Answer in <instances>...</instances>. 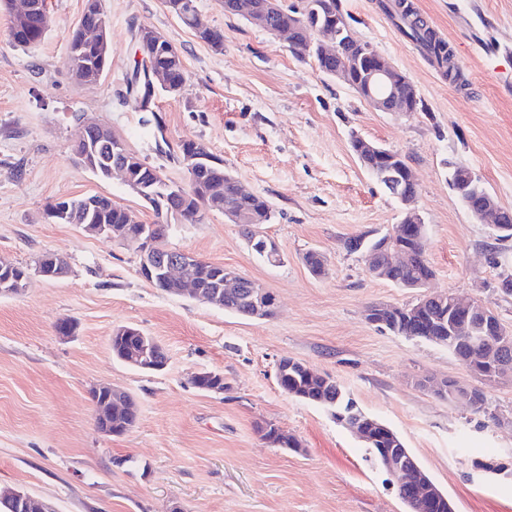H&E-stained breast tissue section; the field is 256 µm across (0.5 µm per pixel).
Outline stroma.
I'll list each match as a JSON object with an SVG mask.
<instances>
[{
    "mask_svg": "<svg viewBox=\"0 0 512 512\" xmlns=\"http://www.w3.org/2000/svg\"><path fill=\"white\" fill-rule=\"evenodd\" d=\"M46 2L49 28L30 48L12 43L0 9V259L31 268L51 251L70 270L57 280L31 274L25 289L0 296V492H27L55 512H406L359 439L329 410L278 386L277 365L291 358L391 427L455 512H512V478L474 466L512 464V378L481 380L445 347L369 323L370 306L409 305L417 295L374 278L343 247L403 218L354 154L357 134L398 152L415 175L434 270L428 290L477 300L512 330V295L500 290L501 275L512 273V239L475 221L450 185L454 168H468L512 210V88L487 78L495 59L512 54V0H408L448 43L457 81L398 30L383 0H340L353 34L415 86L414 112L374 109L220 0H196L201 25L224 34L220 51L164 0H102L111 54L103 77L83 84L65 61L84 0ZM142 28L164 35L186 71L181 92H158L150 112L126 94ZM89 122L183 186L173 149L200 142L268 200L273 218L256 230L276 244L277 265L218 212L174 222L167 244L257 282L275 299L273 315L247 318L167 294L140 276L137 243L48 218L60 198L101 195L154 220L120 177L101 179L76 161ZM310 251L324 255L326 274L309 271ZM63 321L75 325L70 336L57 332ZM123 325L163 347L164 369L113 356L110 338ZM204 371L223 374L224 392L193 385ZM446 379L480 390L485 411L437 396L431 382ZM101 383L138 407L123 434L97 428L90 390ZM266 423L297 447L268 443L257 431Z\"/></svg>",
    "mask_w": 512,
    "mask_h": 512,
    "instance_id": "stroma-1",
    "label": "stroma"
}]
</instances>
